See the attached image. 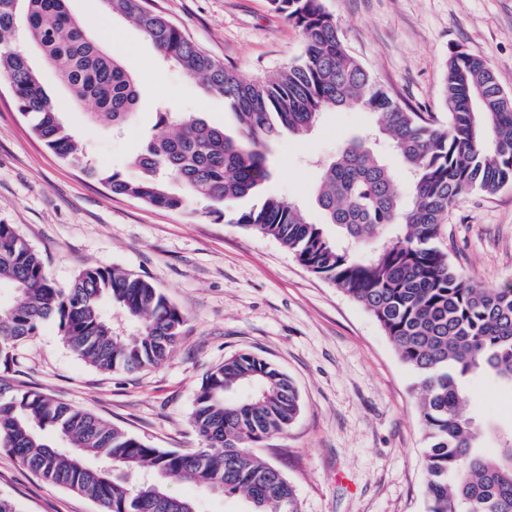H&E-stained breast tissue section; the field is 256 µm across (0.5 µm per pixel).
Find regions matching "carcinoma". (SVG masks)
<instances>
[{"label":"carcinoma","instance_id":"cac0c4a2","mask_svg":"<svg viewBox=\"0 0 512 512\" xmlns=\"http://www.w3.org/2000/svg\"><path fill=\"white\" fill-rule=\"evenodd\" d=\"M132 20L159 55L224 97L238 122L227 133L194 116L170 123L134 157L137 181L91 165L14 43L19 24L94 120L120 126L136 110L138 84L121 61L91 42L67 0H0V76L44 145L112 193L170 210L194 198L213 213L230 199L258 195L270 177L268 147L307 132L328 109L371 112L400 157L390 167L370 137H357L321 170L317 203L332 240L299 208L275 197L239 211L229 223L269 236L314 274L362 304L380 324L421 393L425 512H512V438L488 455L482 418L466 409L478 374L512 391V288H485L453 267L439 245L457 195L494 194L512 185V95L491 65L473 54L447 62L448 124L401 102L346 49L323 0H270L303 41L297 60L276 76L247 79L199 49L150 0H104ZM185 192L169 190L168 182ZM0 365L54 320L65 345L102 371L156 368L172 353L184 317L151 282L121 270L87 267L67 288L12 224L0 223ZM136 323L125 333L105 304ZM300 412L288 375L249 353L224 359L196 393L190 423L205 446L192 452L152 447L88 408L32 388L0 391V448L43 481L94 501L99 512H176L194 506L169 493L171 481L208 493L240 495L247 512H301L294 486L252 453L288 431Z\"/></svg>","mask_w":512,"mask_h":512}]
</instances>
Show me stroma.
Segmentation results:
<instances>
[{
    "label": "stroma",
    "mask_w": 512,
    "mask_h": 512,
    "mask_svg": "<svg viewBox=\"0 0 512 512\" xmlns=\"http://www.w3.org/2000/svg\"><path fill=\"white\" fill-rule=\"evenodd\" d=\"M200 49L250 79L265 80L295 61L298 30L269 0H151ZM344 43L402 102L446 119L443 84L452 52L484 58L512 94V0H324ZM70 12L106 52L117 53L140 89L139 108L115 133L75 101L37 50L32 65L59 105L63 122L93 165L128 179L131 165L163 110L195 113L234 130L235 117L172 62L163 61L140 29L113 15L93 27L102 0H68ZM374 116L322 112L304 137L283 136L270 148L271 176L262 194L298 204L325 224L315 201L321 167ZM0 223L11 224L43 255L65 288L85 267L142 276L183 312L180 340L159 367L102 372L64 344L56 322L28 341L18 364L0 368V383H27L87 407L157 448L190 452L202 441L190 424L193 400L224 358L248 352L295 382L301 412L288 432L257 448L295 487L302 512H424L425 438L415 378L362 305L301 265L276 240L228 223L209 201L171 211L113 194L59 159L33 134L0 78ZM450 261L488 288L512 285V186L457 197L444 224ZM469 409L485 423L482 442L495 450L512 432V392L474 377ZM0 495L19 512H98L89 499L49 485L0 450Z\"/></svg>",
    "instance_id": "1"
}]
</instances>
